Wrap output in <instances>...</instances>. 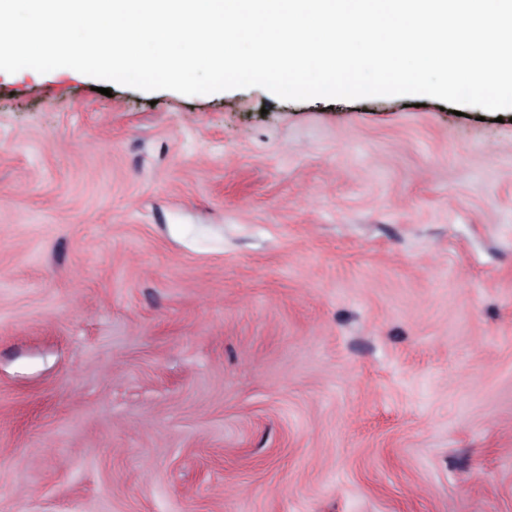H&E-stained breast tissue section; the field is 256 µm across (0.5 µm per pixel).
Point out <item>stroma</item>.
Here are the masks:
<instances>
[{"mask_svg":"<svg viewBox=\"0 0 512 512\" xmlns=\"http://www.w3.org/2000/svg\"><path fill=\"white\" fill-rule=\"evenodd\" d=\"M0 73V512H512V111Z\"/></svg>","mask_w":512,"mask_h":512,"instance_id":"35a3bbf8","label":"stroma"}]
</instances>
